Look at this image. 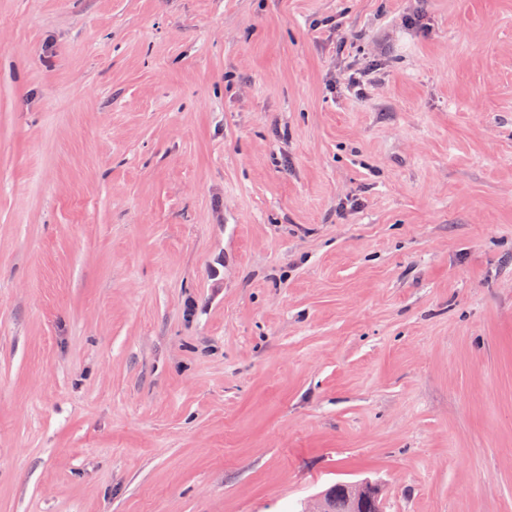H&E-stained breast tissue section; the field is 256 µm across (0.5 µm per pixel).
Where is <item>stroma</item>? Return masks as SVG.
<instances>
[{
	"label": "stroma",
	"mask_w": 512,
	"mask_h": 512,
	"mask_svg": "<svg viewBox=\"0 0 512 512\" xmlns=\"http://www.w3.org/2000/svg\"><path fill=\"white\" fill-rule=\"evenodd\" d=\"M364 481L512 512V0H0V512Z\"/></svg>",
	"instance_id": "obj_1"
}]
</instances>
